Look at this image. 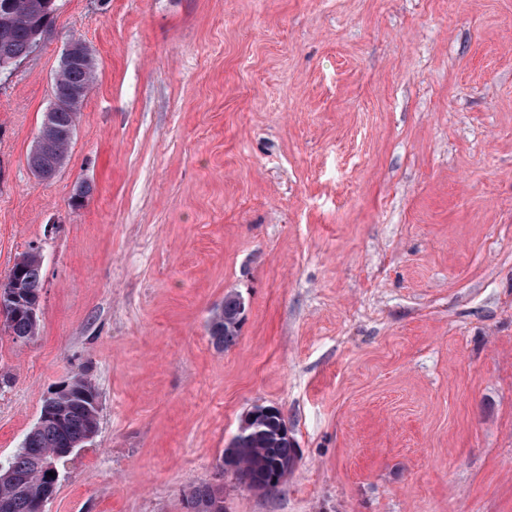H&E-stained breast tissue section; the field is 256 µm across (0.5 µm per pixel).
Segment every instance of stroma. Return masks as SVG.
<instances>
[{"label": "stroma", "mask_w": 512, "mask_h": 512, "mask_svg": "<svg viewBox=\"0 0 512 512\" xmlns=\"http://www.w3.org/2000/svg\"><path fill=\"white\" fill-rule=\"evenodd\" d=\"M74 37L97 78L44 181ZM33 245L0 462L58 387L99 400L43 512H188L202 483L226 512H512V0H58L0 78V282ZM256 404L298 448L266 496L219 466ZM15 271L20 275L25 289L24 303L18 306L10 317L13 302L17 299L20 289L23 288L21 280L16 275L8 293L0 295V319H7L6 327L15 341L27 342L38 334V316L33 318L29 314V307L38 303L40 305L42 281V261L34 254L26 251L17 258L11 272ZM243 297L235 291L224 296V302L210 311L207 329L210 342L219 352L236 344L245 320Z\"/></svg>", "instance_id": "stroma-1"}]
</instances>
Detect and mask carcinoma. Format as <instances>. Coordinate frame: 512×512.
Returning a JSON list of instances; mask_svg holds the SVG:
<instances>
[{
    "mask_svg": "<svg viewBox=\"0 0 512 512\" xmlns=\"http://www.w3.org/2000/svg\"><path fill=\"white\" fill-rule=\"evenodd\" d=\"M56 11V0H0L1 73L28 57L36 48L37 33L52 30ZM96 74L97 63L91 53L80 63L58 69L53 84L56 106L50 116L54 135L49 148L41 151L30 166L38 178L51 179L66 163L78 112ZM12 270L22 279L25 298L6 320L7 329L14 340L27 342L38 334V318L29 314V307L41 299L42 261L27 251L17 258ZM243 322V297L230 291L207 319L215 350L223 352L235 345ZM50 409L57 411L62 424L34 426L11 460L0 466V512H37V506L55 489L47 479L45 465L57 464L96 432L98 409L90 399L60 396L47 400L42 411ZM241 422L247 426L229 441L221 459L232 462L236 473L250 484L277 490L297 459V448L283 412L273 404L255 405ZM186 502L196 508L224 512V497L218 486H194L187 493Z\"/></svg>",
    "mask_w": 512,
    "mask_h": 512,
    "instance_id": "carcinoma-1",
    "label": "carcinoma"
}]
</instances>
